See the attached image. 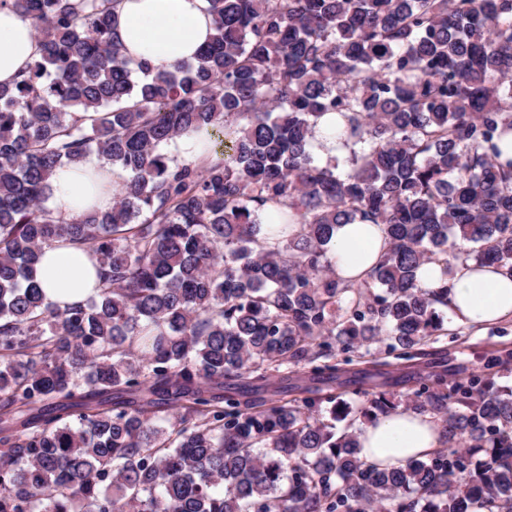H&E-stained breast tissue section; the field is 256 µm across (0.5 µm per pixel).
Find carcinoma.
<instances>
[{
  "label": "carcinoma",
  "mask_w": 512,
  "mask_h": 512,
  "mask_svg": "<svg viewBox=\"0 0 512 512\" xmlns=\"http://www.w3.org/2000/svg\"><path fill=\"white\" fill-rule=\"evenodd\" d=\"M207 2V46L139 82L115 0H0L40 47L0 87V512H512L508 359L419 377L404 411L447 446L392 469L358 437L386 393L331 389L343 365L388 366L384 338L409 361L442 335L448 286L423 265L512 273V0ZM328 112L349 155L322 162ZM188 129L203 165L162 151ZM91 154L128 177L66 219L51 178ZM338 224L388 240L357 284L327 257ZM61 245L98 278L64 308L34 281ZM304 368L324 387L245 399ZM332 125L336 130V113L325 115L318 122L315 139L313 141L314 152L325 161L329 157L336 156V140L332 138Z\"/></svg>",
  "instance_id": "obj_1"
}]
</instances>
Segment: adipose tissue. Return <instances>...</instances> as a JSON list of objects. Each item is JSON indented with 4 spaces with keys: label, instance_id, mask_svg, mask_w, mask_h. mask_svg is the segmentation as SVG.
I'll use <instances>...</instances> for the list:
<instances>
[{
    "label": "adipose tissue",
    "instance_id": "1",
    "mask_svg": "<svg viewBox=\"0 0 512 512\" xmlns=\"http://www.w3.org/2000/svg\"><path fill=\"white\" fill-rule=\"evenodd\" d=\"M112 33L127 60L166 68L193 59L209 42L213 20L207 0H118L112 16ZM40 54L30 20L12 8H0V85H13L20 70L29 68ZM104 170L110 183L121 184L127 174L90 156L57 169L52 178L56 209L64 217L87 210H109L112 194L92 193L85 181L88 170ZM385 250L378 224H340L329 244L328 259L338 276L360 281ZM35 279L50 302L60 305L85 302L94 293L96 271L87 250L74 247L44 249ZM423 287L448 288V313L455 324L474 330L512 321V275L500 267L469 261L442 270L440 265L421 268ZM445 432L430 416L395 412L381 416L360 432L362 456L385 467L405 464L442 447Z\"/></svg>",
    "mask_w": 512,
    "mask_h": 512
}]
</instances>
